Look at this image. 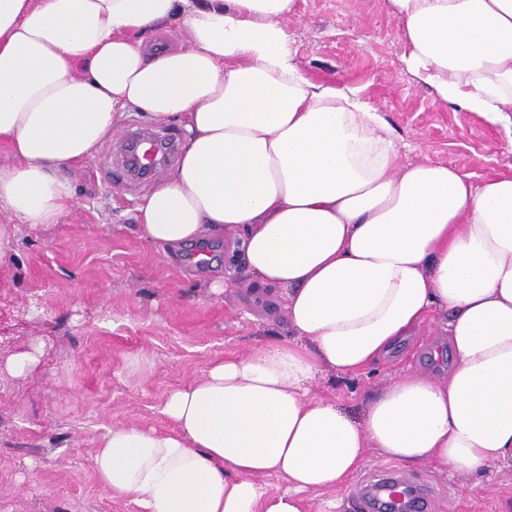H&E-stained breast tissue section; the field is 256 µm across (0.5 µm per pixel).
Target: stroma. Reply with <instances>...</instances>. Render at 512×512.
<instances>
[{"mask_svg": "<svg viewBox=\"0 0 512 512\" xmlns=\"http://www.w3.org/2000/svg\"><path fill=\"white\" fill-rule=\"evenodd\" d=\"M300 65L316 80L340 81L378 106L407 144L401 160L455 166L474 181L512 173V127L441 101L401 62L398 24L386 0H299L286 24ZM118 137L71 172L75 204L54 224L9 225L12 249L0 259V512H141L129 497L103 487L93 471L98 438L134 422L161 429L171 391L190 384L212 362L245 355L290 337L287 291L270 288L257 308L250 276L229 243L215 267L190 263L187 249L163 253L141 235L135 208L151 183L105 181L102 159L120 166L118 138L151 128L136 107L116 117ZM225 288H210L214 279ZM442 314L376 366L354 376L326 371L313 392L362 420L371 394L421 371L447 366L432 352L447 345ZM32 353L25 375L9 361ZM423 484L429 512H512V467L481 474L412 467L371 448L362 468L341 486L303 495V512H353L365 486L384 473Z\"/></svg>", "mask_w": 512, "mask_h": 512, "instance_id": "35a3bbf8", "label": "stroma"}]
</instances>
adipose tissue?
Listing matches in <instances>:
<instances>
[{"label":"adipose tissue","instance_id":"ef3b65f1","mask_svg":"<svg viewBox=\"0 0 512 512\" xmlns=\"http://www.w3.org/2000/svg\"><path fill=\"white\" fill-rule=\"evenodd\" d=\"M298 0H0V202L56 223L65 173L134 106L184 122L176 168L135 220L161 248L239 237L256 289L281 287L293 336L173 390L170 430L131 423L93 466L143 512H302L380 449L408 466L512 465V174L473 181L405 144L357 89L311 79L288 41ZM402 61L444 102L512 126V0H387ZM178 24L182 42L161 37ZM448 314L453 364L403 377L362 423L314 395ZM278 474L286 491H271Z\"/></svg>","mask_w":512,"mask_h":512}]
</instances>
